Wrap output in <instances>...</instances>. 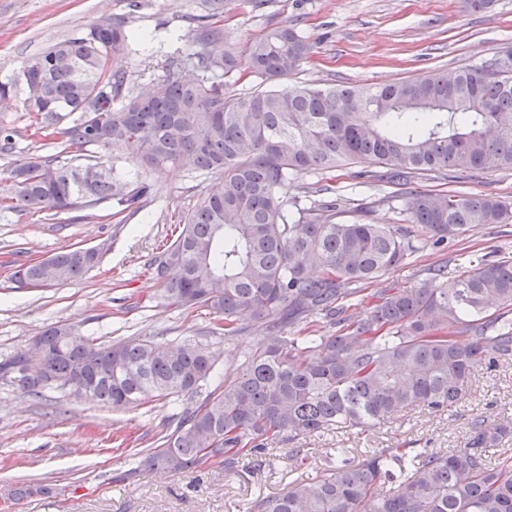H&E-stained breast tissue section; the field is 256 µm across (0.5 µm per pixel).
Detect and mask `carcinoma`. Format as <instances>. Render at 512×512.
Returning <instances> with one entry per match:
<instances>
[{"instance_id": "obj_1", "label": "carcinoma", "mask_w": 512, "mask_h": 512, "mask_svg": "<svg viewBox=\"0 0 512 512\" xmlns=\"http://www.w3.org/2000/svg\"><path fill=\"white\" fill-rule=\"evenodd\" d=\"M102 23L112 25V46L95 24L0 82V97L21 95L34 133L79 151L63 163L32 156L15 164L0 206L34 213L112 199L131 206L149 188L148 175L169 166L220 173L221 187L200 200L157 259L156 270L168 269L158 276L162 298L216 315L213 334L232 337L247 320L267 329L225 376L224 389L183 410L160 447L133 453L119 478L214 464L234 470L286 434L371 428L417 407H450L467 395L483 360L512 359V256L470 261L451 289L440 269L414 288H386L355 317L346 299L417 251L414 239L389 225L337 221L332 196L291 215L280 200L288 179L349 160L378 164L398 180L512 171L511 52L494 59V70L484 63L451 77L288 86L279 80L307 61L312 46L296 25H285L247 48L261 84L232 94L224 76L238 69L237 55H213L222 37L206 28L200 50L170 59L164 75L137 92L116 65L127 46L124 20ZM63 112L79 117L62 126ZM406 211L441 241L512 220V203L492 194L415 192ZM48 261L60 284L87 273L99 254L76 248ZM40 267L23 265L16 277L39 288ZM39 338L48 345L43 376L25 374L21 348L0 362V377L35 397L71 381L118 410L196 394L217 365L209 345L194 339L98 344L70 323ZM511 440V420L478 417L462 448H380L316 481L297 479L285 493L255 500L251 512H512V456L488 455Z\"/></svg>"}]
</instances>
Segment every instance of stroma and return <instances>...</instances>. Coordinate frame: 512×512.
I'll return each instance as SVG.
<instances>
[{
  "instance_id": "stroma-1",
  "label": "stroma",
  "mask_w": 512,
  "mask_h": 512,
  "mask_svg": "<svg viewBox=\"0 0 512 512\" xmlns=\"http://www.w3.org/2000/svg\"><path fill=\"white\" fill-rule=\"evenodd\" d=\"M0 0V81L49 44L85 30L98 20L126 15L131 34L122 59L129 85L140 88L164 73L179 53L193 52L204 26L199 0ZM298 23L313 52L288 84H389L429 71L453 75L484 64L512 48V0H496L491 11L465 12L460 0H230L213 26L225 48L245 57L246 48L273 27ZM180 32L182 41L171 38ZM0 124L13 128L15 148L0 154V179L31 155L69 160L60 141L32 135L17 98L0 100ZM151 191L138 211L116 202L59 212L0 210V358L27 347L47 326L66 322L98 342L128 336L154 341L202 340L219 358L207 390L221 386L224 371L261 342L262 328L247 321L232 339L211 334L206 311L187 314L164 305L148 265L159 243L222 178L214 173L170 167L149 177ZM328 189L343 201V219L363 216L373 224L409 229L411 193H492L512 200V171L475 170L415 177L394 184L381 167L348 163L329 172L288 181L280 195L286 210L307 205L304 185ZM419 249L394 270L367 283L366 294L413 288L431 269L443 267V285L454 286L471 258L512 255V223L489 224L467 237L434 245L426 235ZM76 247L98 249L99 263L81 278L32 288L14 276L19 266ZM170 405L156 401L130 411L69 392L48 389L33 399L0 380V512H248L259 497L281 495L298 477L323 476L340 460L357 464L378 448L414 452L464 447L475 417L512 419V361L473 369L467 395L453 406L419 407L366 431L283 436L271 466L257 470L252 459L237 469L222 465L191 474H146L134 484L113 482L136 448H154L167 432ZM23 483L57 485L54 498L33 496L16 508L6 497Z\"/></svg>"
}]
</instances>
